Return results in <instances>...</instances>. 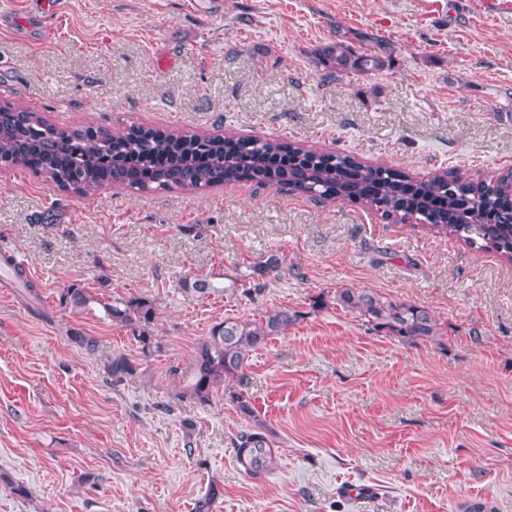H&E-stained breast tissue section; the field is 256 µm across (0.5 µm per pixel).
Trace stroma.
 Segmentation results:
<instances>
[{"instance_id":"1","label":"stroma","mask_w":512,"mask_h":512,"mask_svg":"<svg viewBox=\"0 0 512 512\" xmlns=\"http://www.w3.org/2000/svg\"><path fill=\"white\" fill-rule=\"evenodd\" d=\"M0 0V105L59 127L129 125L287 138L427 180L512 170V0ZM385 51L327 77L319 50ZM282 255L259 282L247 264ZM0 512H512V262L367 205L240 182L88 196L0 170ZM225 290L192 297L183 278ZM90 298L62 306L70 285ZM365 289L431 311L401 342L337 305ZM153 303L143 349L106 305ZM303 317L252 350L243 414L180 392L224 319ZM94 337L95 352L73 343ZM116 354L136 374L112 384ZM274 451L251 474L241 437ZM23 494H15V487Z\"/></svg>"}]
</instances>
